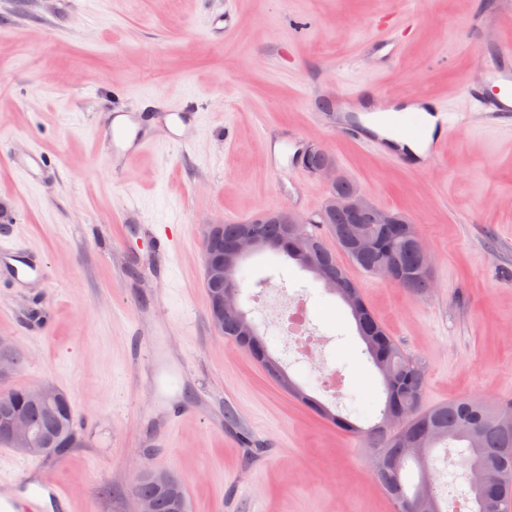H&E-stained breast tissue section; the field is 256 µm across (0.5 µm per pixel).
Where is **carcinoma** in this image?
Returning <instances> with one entry per match:
<instances>
[{
	"mask_svg": "<svg viewBox=\"0 0 512 512\" xmlns=\"http://www.w3.org/2000/svg\"><path fill=\"white\" fill-rule=\"evenodd\" d=\"M320 231L304 224L296 233L287 224L276 222L271 211H262L251 218L268 242L267 251L307 268L306 254L311 252L317 262L334 269L340 283L330 284L318 278L326 292L339 297L349 308L356 330L365 345V353L382 379L385 401L379 421L363 428L349 417L334 413L306 393L293 378L289 386L298 400L331 420L342 430L367 437L375 448L373 472L385 492L400 503L419 486L407 475V466L414 464L423 476L433 462V451L443 447L448 460L466 474L484 472L499 481L506 504L512 503V413L502 411L484 401L460 397L428 406L425 404L426 372L421 360L406 353L388 335L381 322L365 305L360 288L347 276L336 259L340 251L363 271L376 275L379 270L395 266V283L416 294L431 287V277L421 273V257L410 244L414 226L399 224L387 229L371 223L367 214L355 216L341 208L323 206L318 213ZM220 245L233 247L241 225L219 224L215 227ZM255 361L263 364L270 354L264 335L255 346L240 345ZM19 414L28 420L44 443L59 452L71 447L76 435L74 413L67 396L43 403L34 400L27 388H14L0 393V445H7L5 419ZM137 493L155 502V512H177L188 509L184 489L179 482L161 486L139 476Z\"/></svg>",
	"mask_w": 512,
	"mask_h": 512,
	"instance_id": "carcinoma-1",
	"label": "carcinoma"
}]
</instances>
